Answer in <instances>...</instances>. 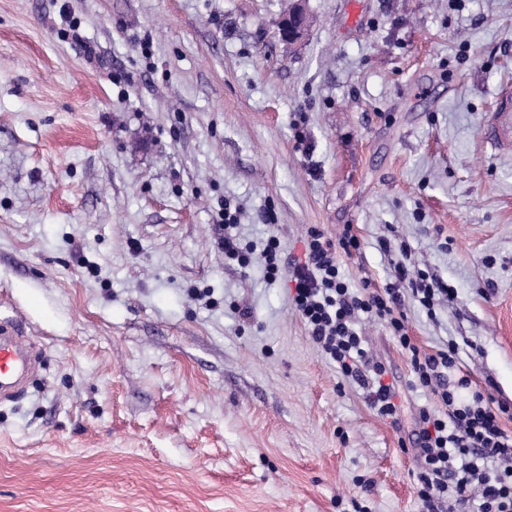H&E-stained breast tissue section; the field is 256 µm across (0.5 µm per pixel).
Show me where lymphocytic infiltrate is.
<instances>
[{"label": "lymphocytic infiltrate", "mask_w": 512, "mask_h": 512, "mask_svg": "<svg viewBox=\"0 0 512 512\" xmlns=\"http://www.w3.org/2000/svg\"><path fill=\"white\" fill-rule=\"evenodd\" d=\"M235 221L233 214H225L218 249L225 258L243 265L249 264L251 254L260 253L270 278L284 271L291 274L295 308L310 337L344 378L365 388L378 414L397 417V391L384 380L385 365L370 360L363 347L357 330L363 316L387 325L409 355L413 386L438 397L440 410L420 409L413 442L420 457L417 495L423 512H436L448 498L476 500L477 512H512V433L502 428L499 410L490 406L482 392L472 389L471 379L458 375L456 344L430 354L412 343L399 314L404 298L398 289L349 288L340 259L359 250L358 238L346 230L331 241L313 229L304 261H286L276 237H269L259 250L241 245L232 233ZM462 389L471 392L468 402L459 400Z\"/></svg>", "instance_id": "obj_1"}]
</instances>
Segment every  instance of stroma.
Returning a JSON list of instances; mask_svg holds the SVG:
<instances>
[{"label": "stroma", "instance_id": "obj_1", "mask_svg": "<svg viewBox=\"0 0 512 512\" xmlns=\"http://www.w3.org/2000/svg\"><path fill=\"white\" fill-rule=\"evenodd\" d=\"M0 0V320L36 343L0 400V512H422L402 443L431 392L385 323L379 416L288 277L226 261L351 225L352 288L406 261L450 285L414 344L512 409V0ZM485 136L497 149L512 147V95L506 93L499 99L491 112V123ZM235 221L236 216L231 214L228 209H225L224 234L217 238L216 244L217 248L224 252L225 259H237L240 264L246 266L250 262L249 255L253 254L256 248L252 244H246L243 248L238 238L229 231L237 225Z\"/></svg>", "mask_w": 512, "mask_h": 512}]
</instances>
